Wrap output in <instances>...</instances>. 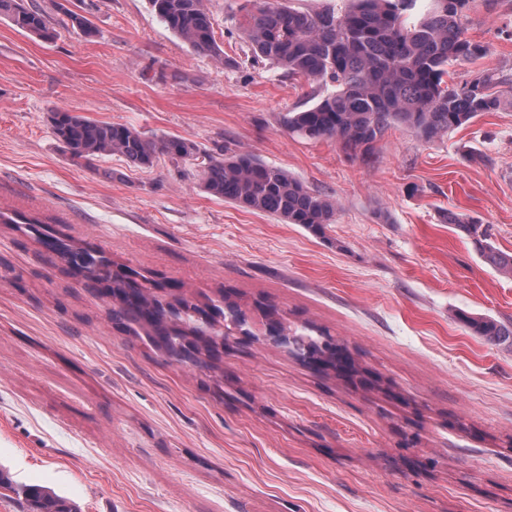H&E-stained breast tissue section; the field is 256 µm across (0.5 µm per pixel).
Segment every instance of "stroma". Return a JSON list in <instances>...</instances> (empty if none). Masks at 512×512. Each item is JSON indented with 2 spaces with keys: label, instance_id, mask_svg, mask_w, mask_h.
<instances>
[{
  "label": "stroma",
  "instance_id": "obj_1",
  "mask_svg": "<svg viewBox=\"0 0 512 512\" xmlns=\"http://www.w3.org/2000/svg\"><path fill=\"white\" fill-rule=\"evenodd\" d=\"M246 0H210L226 64L198 54L149 0H74L95 29L43 40L0 19V211L199 296L235 292L247 335L220 372L180 369L112 325L106 299L15 224H0V468L82 512H512V276L448 215L487 225L512 254V0H470L454 64L504 78L500 110L432 141L391 127L370 160L290 135L286 112L326 86L255 60ZM62 107L201 150L252 152L335 200L317 236L209 196L184 165L87 168L53 134ZM345 344L364 387L314 371L264 338ZM464 320L477 335L484 336L493 342H498L506 336L509 338L512 336V329H506L491 318L465 316Z\"/></svg>",
  "mask_w": 512,
  "mask_h": 512
}]
</instances>
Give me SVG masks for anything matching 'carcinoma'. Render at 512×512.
I'll return each mask as SVG.
<instances>
[{
  "label": "carcinoma",
  "mask_w": 512,
  "mask_h": 512,
  "mask_svg": "<svg viewBox=\"0 0 512 512\" xmlns=\"http://www.w3.org/2000/svg\"><path fill=\"white\" fill-rule=\"evenodd\" d=\"M54 3V11L67 17L85 35L94 29L89 19ZM157 17L197 53L224 62V50L215 38V20L206 0H149ZM288 0H258L246 11L240 27L249 50L290 76L318 84H333L336 91L314 105L285 114L289 133L308 140L335 139L351 157L369 156L386 130L396 125L413 129L432 140L471 122L484 112H496L502 100L493 88L502 83L492 70L462 85L445 80L448 64L474 61L487 49L468 39L461 17L469 0H432V8L411 22L417 0H348V6L305 11ZM0 17L17 28L49 40L50 16L23 0H0ZM49 120L70 158L91 167L105 155H120L138 168H149L161 155L196 168L201 187L211 196L242 208L276 216L321 235L334 223L336 203L314 192L282 169L268 166L251 152L207 153L178 136L148 138L119 123L98 121L55 108ZM25 224L36 241L60 256L86 286L111 299L112 321L121 330L144 331L151 346L181 367H218L219 348L242 326L238 305L221 296L220 303L205 306L184 293L166 291L139 272L127 274L94 246L77 247L36 218L18 220L0 211V224ZM448 223L473 238L486 259L512 275V255L488 242L489 227L479 221L462 222L448 214ZM477 335L498 342L512 336L491 318L464 317ZM305 362L320 357L336 371L349 362L343 349L324 334H295L285 339ZM0 489L20 497L22 512H79L68 498L41 486H18L0 471Z\"/></svg>",
  "instance_id": "1"
}]
</instances>
